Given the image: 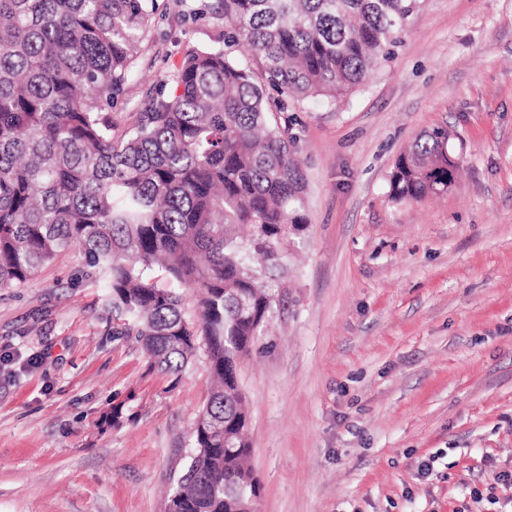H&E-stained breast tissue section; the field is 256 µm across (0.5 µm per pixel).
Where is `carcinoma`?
Segmentation results:
<instances>
[{
    "mask_svg": "<svg viewBox=\"0 0 512 512\" xmlns=\"http://www.w3.org/2000/svg\"><path fill=\"white\" fill-rule=\"evenodd\" d=\"M224 33L186 54L174 93L146 91L118 133L156 0H0V288L70 249L105 278L112 334L178 377L213 378L165 512H253L245 396L234 378L285 296L308 226L288 100L334 101L394 55L417 0H218ZM246 46L243 63L224 47ZM448 130L397 158L390 195L448 185ZM190 290L196 317H186Z\"/></svg>",
    "mask_w": 512,
    "mask_h": 512,
    "instance_id": "carcinoma-1",
    "label": "carcinoma"
}]
</instances>
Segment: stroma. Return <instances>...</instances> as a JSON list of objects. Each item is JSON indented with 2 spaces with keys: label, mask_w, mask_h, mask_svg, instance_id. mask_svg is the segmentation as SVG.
<instances>
[{
  "label": "stroma",
  "mask_w": 512,
  "mask_h": 512,
  "mask_svg": "<svg viewBox=\"0 0 512 512\" xmlns=\"http://www.w3.org/2000/svg\"><path fill=\"white\" fill-rule=\"evenodd\" d=\"M217 0H157L117 129L224 30ZM308 228L239 370L256 512H500L512 502V0H420L349 95L289 102ZM448 128V192L397 201L416 136ZM210 368L180 380L112 333L68 251L0 288V512H163Z\"/></svg>",
  "instance_id": "35a3bbf8"
}]
</instances>
